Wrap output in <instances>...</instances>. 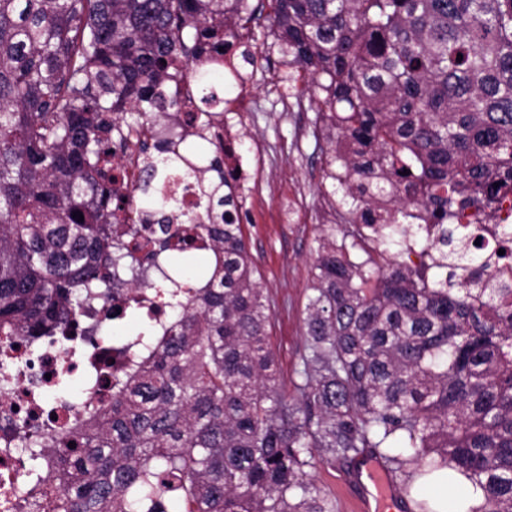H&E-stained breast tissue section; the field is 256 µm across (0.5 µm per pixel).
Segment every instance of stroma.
Here are the masks:
<instances>
[{"mask_svg": "<svg viewBox=\"0 0 512 512\" xmlns=\"http://www.w3.org/2000/svg\"><path fill=\"white\" fill-rule=\"evenodd\" d=\"M264 33L256 28L254 39L239 46L235 64L245 84L228 77L206 88L224 98L223 108L242 126L247 148L266 159L242 194V228L256 282L272 303L270 342L281 388L291 397L305 345L317 241L343 239L349 226L334 216L323 193L322 153L310 132L320 102L314 96L290 98L287 80L296 71L282 65L277 48L263 44ZM247 52L256 55V63L244 60Z\"/></svg>", "mask_w": 512, "mask_h": 512, "instance_id": "1", "label": "stroma"}]
</instances>
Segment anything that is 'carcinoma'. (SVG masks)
<instances>
[{
    "instance_id": "carcinoma-1",
    "label": "carcinoma",
    "mask_w": 512,
    "mask_h": 512,
    "mask_svg": "<svg viewBox=\"0 0 512 512\" xmlns=\"http://www.w3.org/2000/svg\"><path fill=\"white\" fill-rule=\"evenodd\" d=\"M262 20L308 77L297 95L321 97L327 204L356 225L318 241L291 400L223 149L195 164L176 129L196 113L159 93L223 76L219 48ZM137 128L167 132L139 147L142 226L121 223L113 188ZM183 173L199 201L176 224L164 188ZM511 192L512 0H0V336L73 332L85 297L112 300L144 263L204 261L164 275L173 321L113 379L112 406L26 443L32 472L56 454L62 485L50 498L36 477L29 508L336 512L313 470L372 456L404 499L447 468L467 512H512V224L490 229L505 254L488 257L486 225L453 226ZM414 248L422 261L401 260Z\"/></svg>"
}]
</instances>
